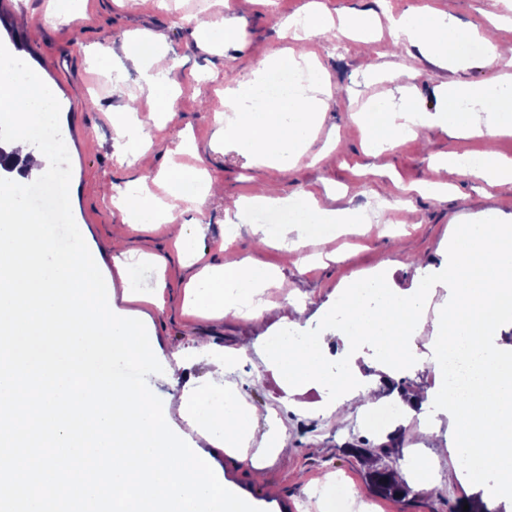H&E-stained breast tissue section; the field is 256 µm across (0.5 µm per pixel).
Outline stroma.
I'll return each instance as SVG.
<instances>
[{"instance_id":"1","label":"stroma","mask_w":512,"mask_h":512,"mask_svg":"<svg viewBox=\"0 0 512 512\" xmlns=\"http://www.w3.org/2000/svg\"><path fill=\"white\" fill-rule=\"evenodd\" d=\"M68 4L70 16L64 19L54 16L51 0H0V45L24 61L32 78L48 84L60 103V127L68 139L72 169V214L84 229L103 277L116 278L113 257L123 251L134 259L146 253L167 256L166 304L150 311L145 321L162 354L181 350L194 357V379L205 390L211 356L248 347V359L228 366L224 383L253 410L256 433L274 431L279 440L275 454L258 457L265 473L261 483L254 480L250 462L210 448L213 466L225 482L261 512H332L323 491L335 481L348 491L349 512H448L457 500L481 498L495 480L492 472L467 466L458 479L445 482L452 453L434 447L432 440L415 439L409 429L395 431L397 445L388 455L373 462L359 456L354 445L366 440L378 446L386 443V436L358 427L362 408H331L319 387H284L266 340L296 305L306 332L322 336L330 351L342 350L346 335L333 315L353 280L377 272L384 288L406 295L417 286L413 264L419 261L436 277L427 322L415 341L417 350H424L434 333L438 307L448 301L442 261L451 225L512 218V188L490 192L478 178L434 166V156L451 150L484 151L481 139L453 138L434 127L426 132L429 146L409 140L376 155L364 146L357 124L375 107L395 109L406 99L418 111H436L439 87L458 80L494 83L499 70L486 66L480 55L469 56L460 69L438 66L417 49L395 43L384 22L369 31L376 53L364 57L352 34L338 28L289 44L295 55L316 54L331 88L318 136L291 168L259 166L219 144L215 116L224 110L225 89L265 70L267 57L287 45L280 37V21L307 15L311 5L336 19L362 12L384 19L430 4L464 26L484 24L496 15L505 21L500 39L512 44V0H176L169 9L156 8L149 0ZM198 18L214 29L234 23L242 37L201 46L202 34L194 24ZM143 32L157 35L154 50L175 58L169 79L180 87L178 96L151 94L142 59L126 53V39ZM101 45L111 47L110 56L98 54ZM399 65L416 71L412 95H404L386 79L387 71ZM130 95L141 106L134 117L151 143L134 156L126 155L113 130ZM331 137L338 141L335 154L314 161ZM196 152L206 158L212 180L224 185L223 195L210 198L204 212L185 204L174 211L180 223H202L204 231L196 243L202 260L177 251L164 224L124 228L123 240L114 242L115 228L124 227L123 216L108 187L153 179L160 171L191 163ZM266 181L276 183L288 200L312 191L325 207L350 210L363 221L338 225L334 234L322 239L307 236L301 252L289 258L278 246H257L254 220L236 215L232 203ZM427 181L447 182L451 189L444 195L419 193ZM397 197L407 200L408 209H395L392 222L382 223L372 201L390 203ZM227 255L252 258L273 270L276 284L265 290L259 318L228 315L213 320L186 306L185 285L191 275L200 264L220 265ZM422 457L434 460L424 475L416 469ZM385 467L403 471L399 492L369 489L370 473Z\"/></svg>"}]
</instances>
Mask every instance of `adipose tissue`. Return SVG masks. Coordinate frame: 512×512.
I'll return each mask as SVG.
<instances>
[{
  "label": "adipose tissue",
  "mask_w": 512,
  "mask_h": 512,
  "mask_svg": "<svg viewBox=\"0 0 512 512\" xmlns=\"http://www.w3.org/2000/svg\"><path fill=\"white\" fill-rule=\"evenodd\" d=\"M395 38L416 45L421 53L442 67L458 68L465 60L458 49L468 37L457 22L432 9H420L392 20ZM262 77L239 84L226 93L224 111L218 118L221 140L240 154L271 165H285L307 149L309 135L317 126L320 112L329 96L323 80H311L298 86L293 97L278 104L255 108L262 89ZM443 100L433 113L417 112L403 105L391 112H379L361 126L362 137L372 153L397 146L404 137L415 136L425 128H452L455 136L477 137L488 142L512 131L506 114L512 109V87L487 86L474 82H453L437 90ZM49 88L26 80L11 79L7 93L0 99V124L14 130L13 149L28 179H38L49 163L45 151L33 148L29 130L40 120L36 105L51 98ZM192 177L201 181L200 194L189 197L184 191L171 192L169 201L160 200L143 183H135L120 192L118 205L128 224H158L176 202H188L203 210L216 192L207 180L204 168H196ZM443 265L453 280V302L441 316L440 328L427 353H417L413 341L423 327V308L430 296L431 279L426 268L416 270L418 286L408 295H394L378 289L377 301L349 296L336 304L343 322L359 327V335L349 337L337 360L342 371H333L329 354L320 337L308 335L303 341H288L275 350L272 359L281 382L288 388L317 384L338 402L358 401L369 406L379 400L382 386L394 373L412 370L432 372L438 383L412 399L407 410L419 419L418 429L434 431L442 420H449L456 441L454 456L466 459L489 456L498 474V490L512 488V377L504 366L511 344H492L490 336L500 318L512 315V224H456L448 240ZM273 279L271 270L259 262L232 259L225 264L206 268L190 281L196 302H211L209 318L243 316L252 299ZM480 340L485 354L483 370L490 377L479 395L463 404L448 394L445 380L449 359L461 336ZM371 345L378 357L381 372L371 380L361 381L357 351L362 344ZM240 347L212 359L208 377L214 388L222 390L224 402L209 405L208 398L194 391L190 381L193 359L184 352L172 353L166 365L169 378L182 381L181 417L197 426L200 437L209 444L234 448L239 459H246L253 441L269 445L270 437H256L252 411L236 391L225 388L224 373L228 364L246 357ZM209 408L207 425L198 426V412Z\"/></svg>",
  "instance_id": "adipose-tissue-1"
}]
</instances>
